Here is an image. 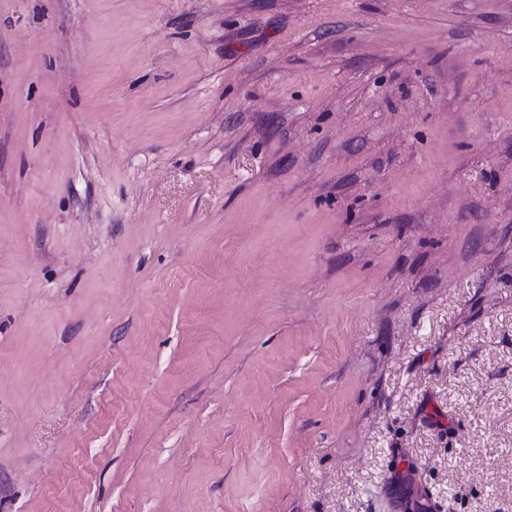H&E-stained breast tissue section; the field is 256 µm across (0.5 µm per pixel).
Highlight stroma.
<instances>
[{
	"instance_id": "1",
	"label": "stroma",
	"mask_w": 512,
	"mask_h": 512,
	"mask_svg": "<svg viewBox=\"0 0 512 512\" xmlns=\"http://www.w3.org/2000/svg\"><path fill=\"white\" fill-rule=\"evenodd\" d=\"M512 512V0H0V512Z\"/></svg>"
}]
</instances>
